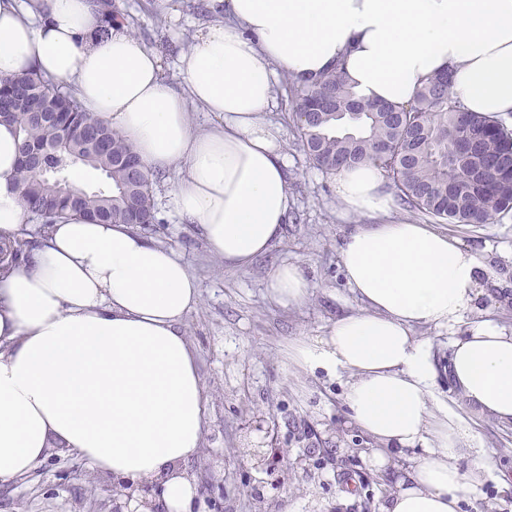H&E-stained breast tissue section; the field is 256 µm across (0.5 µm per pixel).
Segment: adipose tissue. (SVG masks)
Returning a JSON list of instances; mask_svg holds the SVG:
<instances>
[{"label": "adipose tissue", "mask_w": 512, "mask_h": 512, "mask_svg": "<svg viewBox=\"0 0 512 512\" xmlns=\"http://www.w3.org/2000/svg\"><path fill=\"white\" fill-rule=\"evenodd\" d=\"M338 62L368 100L408 104L441 71L467 110L512 115V0H224L223 19L178 54L176 83L157 49L104 24L91 0H0V78L33 71L66 84L148 171L175 172L168 208L228 269L266 254L291 207L288 155L264 119L281 77L312 81ZM17 163L2 123L0 234L24 221ZM335 192L345 212L378 218L340 246L360 307L326 335L299 337L292 358L345 377L349 422L373 441L376 471L408 462L380 512H458L486 452L468 447L465 414L437 406L433 389L446 375L465 413L512 426V330L480 303L492 273L456 236L387 220L396 199L374 164L340 170ZM266 288L289 308L310 285L284 263ZM200 297L182 257L136 227L54 225L0 275V482L63 448L94 473L153 483L159 512H189L197 489L185 466L202 450L207 405L184 320ZM426 325L449 333L445 363L416 336Z\"/></svg>", "instance_id": "ef3b65f1"}]
</instances>
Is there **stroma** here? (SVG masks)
I'll return each instance as SVG.
<instances>
[{"label":"stroma","instance_id":"35a3bbf8","mask_svg":"<svg viewBox=\"0 0 512 512\" xmlns=\"http://www.w3.org/2000/svg\"><path fill=\"white\" fill-rule=\"evenodd\" d=\"M133 32L162 51L168 77L177 54L191 42L202 17L198 0H112ZM265 118L278 124L291 167L292 221L281 238L246 269L225 268L210 256L197 230L170 212L167 196L176 175L157 178L154 192L159 244L179 252L200 284L201 300L185 319L207 398L204 451L186 470L199 492L193 512H254L252 494L266 475L251 454L274 432L288 479L271 512H379L390 477L370 469L360 452L369 440L350 426L340 379L294 363L302 336H322L340 314L358 308L341 267L342 237L355 215L343 216L335 177L309 164L285 89ZM495 272L498 320L512 328V217L479 229L451 224ZM298 265L309 281L305 303L284 308L265 288L282 263ZM476 440L487 450L490 475L477 493L465 494L459 512H512V427L471 417ZM112 481L77 457L51 452L24 479L0 486V512H110Z\"/></svg>","mask_w":512,"mask_h":512}]
</instances>
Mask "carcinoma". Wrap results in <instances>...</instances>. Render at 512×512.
<instances>
[{"instance_id":"obj_1","label":"carcinoma","mask_w":512,"mask_h":512,"mask_svg":"<svg viewBox=\"0 0 512 512\" xmlns=\"http://www.w3.org/2000/svg\"><path fill=\"white\" fill-rule=\"evenodd\" d=\"M289 94L316 168L335 173L371 161L403 206L437 223L477 228L512 216V129L466 110L448 78L431 76L409 105L398 106L358 98L337 63L311 82L294 79ZM0 122L19 139L16 182L27 215L19 232L0 239V274L19 264L31 238L70 216L144 231L159 223L154 177L125 136L59 84L33 72L0 78ZM462 136L470 139L464 153L455 149ZM77 167L96 171L100 185H75Z\"/></svg>"}]
</instances>
